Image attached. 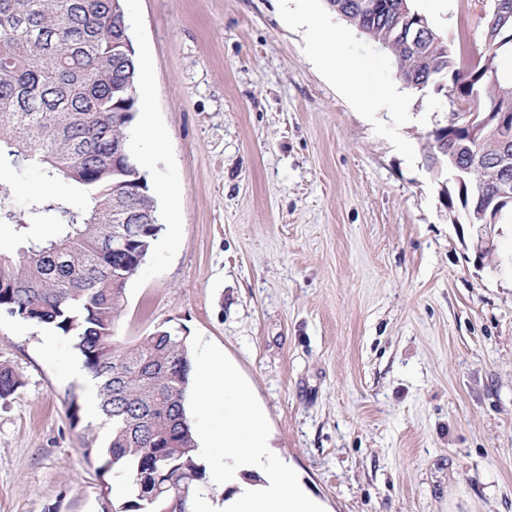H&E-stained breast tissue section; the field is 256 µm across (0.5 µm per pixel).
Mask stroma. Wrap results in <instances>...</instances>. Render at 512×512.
<instances>
[{
  "label": "stroma",
  "mask_w": 512,
  "mask_h": 512,
  "mask_svg": "<svg viewBox=\"0 0 512 512\" xmlns=\"http://www.w3.org/2000/svg\"><path fill=\"white\" fill-rule=\"evenodd\" d=\"M481 52L489 0H416ZM140 71L132 138L162 230L114 330L183 329L251 393L271 450L326 512H512V215L494 252L449 220L425 164L450 110L394 80L390 54L341 17L325 37L360 71L345 87L308 51L323 0H124ZM18 197L64 181L0 162ZM0 314V512H114L125 482L85 454L108 429L72 401V337ZM24 385L21 375L12 367L0 364V400L6 401Z\"/></svg>",
  "instance_id": "stroma-1"
}]
</instances>
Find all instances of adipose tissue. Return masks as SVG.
<instances>
[{"instance_id": "obj_1", "label": "adipose tissue", "mask_w": 512, "mask_h": 512, "mask_svg": "<svg viewBox=\"0 0 512 512\" xmlns=\"http://www.w3.org/2000/svg\"><path fill=\"white\" fill-rule=\"evenodd\" d=\"M195 379L194 397L200 408H209L219 401L229 406L223 425L206 430L199 443L198 458L203 461L213 451H220L228 466L210 470V482L219 493L230 485L237 488L222 505L203 500L200 512H324L321 503L285 473H270L264 484L257 486L241 482V472L264 466L268 442L261 429V417L244 411V404L251 401L250 393L240 386L227 363L214 357L201 360Z\"/></svg>"}]
</instances>
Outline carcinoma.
<instances>
[{"mask_svg": "<svg viewBox=\"0 0 512 512\" xmlns=\"http://www.w3.org/2000/svg\"><path fill=\"white\" fill-rule=\"evenodd\" d=\"M323 2L386 44L406 85L426 91L442 83L457 98L476 90L477 111L493 103L512 109V75L498 66L512 42L500 35L476 64L461 66L451 41L429 21L415 41L396 39L403 24L412 29L409 20L423 17L414 0ZM373 2L375 11L367 9ZM138 81L121 0H0V158L67 180L82 199L31 195L20 206L12 192L0 190V224L14 225L23 243L0 252V312L74 339L109 428L103 446L86 448V455L105 458L104 469L129 485L122 512H170L181 491L190 509L209 489L185 408L189 340L165 324L130 342L114 334L127 283L160 230L146 173L130 152ZM458 113L448 112V142L429 136L427 156L443 168L466 167L477 148L486 164L468 172V180H490L502 141L512 148V125L476 145L456 129ZM474 206L466 197H448L460 224L477 220ZM46 222L56 234L35 236L34 227ZM118 227L125 244L115 249ZM23 385L18 372L0 364L1 401Z\"/></svg>", "mask_w": 512, "mask_h": 512, "instance_id": "cac0c4a2", "label": "carcinoma"}]
</instances>
